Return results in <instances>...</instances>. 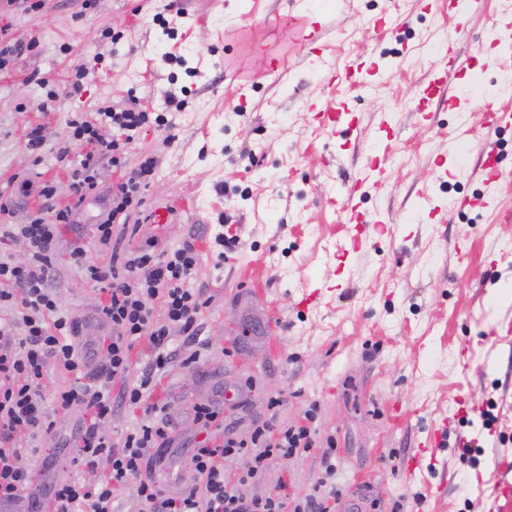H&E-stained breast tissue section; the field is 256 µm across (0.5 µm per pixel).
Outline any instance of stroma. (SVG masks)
<instances>
[{"label": "stroma", "instance_id": "1", "mask_svg": "<svg viewBox=\"0 0 512 512\" xmlns=\"http://www.w3.org/2000/svg\"><path fill=\"white\" fill-rule=\"evenodd\" d=\"M31 2L0 0V225L38 216L54 223L42 185L54 187L55 206L70 201V173L86 154L65 144L73 113L135 105L167 113L172 124L135 135L125 167L99 164V197L63 226L49 286L63 313H93L100 286L70 251L83 247L95 264L109 265L111 251L93 232L101 199L126 169L154 156L144 220L122 246L149 236L161 251L192 242L200 261L186 285L210 299L196 340L173 336L174 356L147 390L152 417L179 435L171 467L179 484L200 483L187 462L190 409L220 390L235 435L272 417L309 427L315 441L269 461L249 483L255 496L292 506L325 480L377 499L374 512H392L397 501L402 512H496L489 480L512 462V346L494 342L512 320V301L494 298L512 284V126L496 136L504 179L489 206L449 208L441 222L411 209L423 194L447 206L484 192L436 159L459 123L481 127L503 103L498 87L512 77V55L488 45L487 27L493 16H512V0H479L462 27L433 0H180L181 18L167 0H41L36 11ZM387 14L409 18L402 40L376 28ZM107 28L122 39H104ZM18 41L28 51L7 53ZM447 41L471 66L449 77L442 102L419 112L420 88ZM355 62L376 67L367 84L348 80ZM77 77L83 91L68 95ZM51 90L57 101L41 109ZM171 91L185 99L183 111H167ZM343 102L355 128L319 126L315 108ZM386 115L388 134L378 129ZM36 126L45 143L33 152L26 142ZM348 201L372 223H349ZM158 209L167 222L153 221ZM222 214L239 244L221 260L214 236ZM307 291L319 292L318 301L301 304ZM192 354L196 363L185 364ZM151 358L148 341H138L125 380L109 384L112 413L102 431L112 441L147 418L119 393L138 383ZM273 396L282 403L272 413ZM460 397L467 413L458 411ZM489 400L498 417L490 431L480 418ZM446 418L444 444L417 455ZM74 421L67 416L52 433L21 441L24 464L35 468L27 496L40 500L50 482L83 479L67 444ZM461 435L480 436L476 462L455 452ZM330 438L329 477L322 452Z\"/></svg>", "mask_w": 512, "mask_h": 512}]
</instances>
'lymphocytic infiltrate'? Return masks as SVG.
Wrapping results in <instances>:
<instances>
[{
    "instance_id": "obj_1",
    "label": "lymphocytic infiltrate",
    "mask_w": 512,
    "mask_h": 512,
    "mask_svg": "<svg viewBox=\"0 0 512 512\" xmlns=\"http://www.w3.org/2000/svg\"><path fill=\"white\" fill-rule=\"evenodd\" d=\"M99 114L102 121L111 124L112 139H103L96 123L83 114H75L69 121L72 141L97 148L96 153L87 156L81 170L73 174V206L58 211L52 224L37 218L0 230V244L21 239L26 241L29 251L27 262L20 266L0 260V305L18 303L24 309L21 332L0 323V512H39V502L23 494L34 471L23 466V454L16 441L19 434L48 433L55 427L42 396L49 368L86 373L91 369L93 355L103 354L105 374L124 383L122 402L137 407L144 404V391L156 373L172 359L168 349L171 337L179 333L192 341L199 334L197 316L204 305L203 293L186 285L198 263L194 245L188 242L160 253L151 238L132 250L120 249L112 243L113 220L141 205V192L156 167L152 157L140 162L113 188L107 217L94 228L98 241L112 249L111 266L99 267L79 247L70 254L74 264L84 268L92 281L102 284L107 294L105 305L90 316L100 330L99 335H85L82 322L59 313L58 300L48 281L54 269L60 225L69 223L76 206L95 195L93 168L99 159L106 157L113 165H120V147L132 140L134 132L152 123H168L163 116L153 117L130 108L107 107L100 109ZM157 297L165 308L161 321L155 319L150 305ZM142 339L148 340L153 356L139 384L130 386L124 382L130 353ZM55 399L61 410L76 407L88 418L87 423L77 427L70 446L74 462L89 475L88 481L82 483L50 484L49 496L55 512H112L113 490L127 484L133 485L144 506L143 512H284L283 501L251 498L242 488L270 460L288 458L297 450L314 445L309 429L277 430L269 422L255 426L245 439L214 440L213 432L224 425V400L218 394L210 401L193 405L191 410L200 436L193 441L189 465L204 476V491L170 487L142 474L147 449H154L156 465H166V454L176 443L169 422L142 425L117 445L99 431L112 412L108 389H72L56 394ZM232 455L245 460L243 474L233 483L224 475V460ZM104 460L109 462L110 470L103 475L99 466Z\"/></svg>"
}]
</instances>
